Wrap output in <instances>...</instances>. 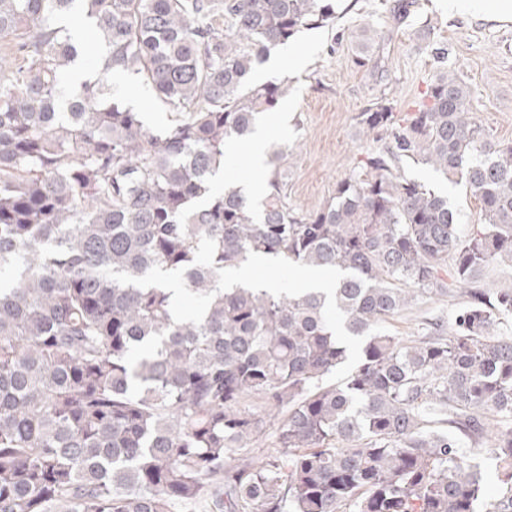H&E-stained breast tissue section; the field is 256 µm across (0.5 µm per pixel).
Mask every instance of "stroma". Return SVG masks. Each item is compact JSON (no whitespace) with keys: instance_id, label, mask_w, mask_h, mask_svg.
<instances>
[{"instance_id":"1","label":"stroma","mask_w":512,"mask_h":512,"mask_svg":"<svg viewBox=\"0 0 512 512\" xmlns=\"http://www.w3.org/2000/svg\"><path fill=\"white\" fill-rule=\"evenodd\" d=\"M392 2L357 0L335 26L298 33L287 48L301 58V67L283 63L275 72L289 80L291 89L270 114L273 144L288 151L286 192L289 204L300 212L323 206L362 153L380 147V139L357 121L373 94L384 91L397 112H413L438 72L426 48L432 41L447 47L449 68L468 84L474 120L497 141L512 142V21L473 9L452 15L445 0H414L410 17L400 24L390 11ZM363 47L378 59L383 77L356 64ZM402 170L447 196L458 213L461 234L480 223L481 204L469 189L410 161L403 162ZM460 303L457 296L416 301L387 328L405 342L420 340L423 323L451 320Z\"/></svg>"}]
</instances>
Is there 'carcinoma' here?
<instances>
[{
	"label": "carcinoma",
	"instance_id": "carcinoma-1",
	"mask_svg": "<svg viewBox=\"0 0 512 512\" xmlns=\"http://www.w3.org/2000/svg\"><path fill=\"white\" fill-rule=\"evenodd\" d=\"M339 2L0 0V512H477L463 438L496 461L485 512H512V288L479 281L512 259V142L473 119L448 49L427 45L439 74L410 115L384 94L359 113L387 143L318 210L288 205L282 148L261 200L213 190L225 143L290 90L257 66ZM83 40L103 54L69 93ZM113 71L171 124L148 127ZM406 159L465 183L482 224L461 237ZM259 254L336 278L226 287ZM174 284L197 315L172 318ZM455 293L424 340L384 329Z\"/></svg>",
	"mask_w": 512,
	"mask_h": 512
}]
</instances>
